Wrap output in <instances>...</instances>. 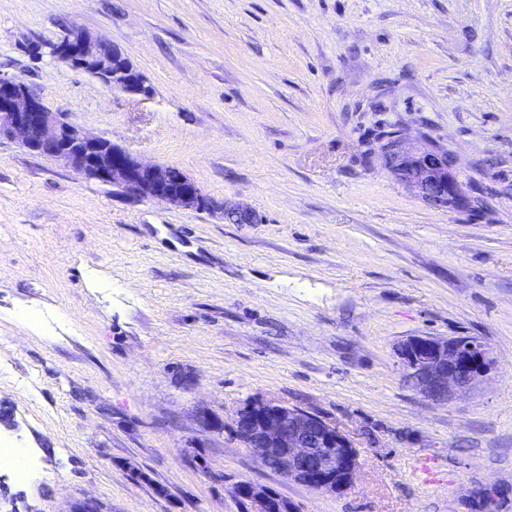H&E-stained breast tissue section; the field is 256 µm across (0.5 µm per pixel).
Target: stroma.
<instances>
[{
    "label": "stroma",
    "instance_id": "stroma-1",
    "mask_svg": "<svg viewBox=\"0 0 512 512\" xmlns=\"http://www.w3.org/2000/svg\"><path fill=\"white\" fill-rule=\"evenodd\" d=\"M71 25L151 95L46 52ZM0 73L211 203L136 199L0 140V445L39 473L0 466L13 512H238L241 479L298 512H472L487 487L512 512V0H0ZM386 131L448 152L476 208L385 170ZM228 202L257 223L225 222ZM459 335L496 368L431 400L397 346ZM254 399L347 434L354 484L262 468L233 430Z\"/></svg>",
    "mask_w": 512,
    "mask_h": 512
}]
</instances>
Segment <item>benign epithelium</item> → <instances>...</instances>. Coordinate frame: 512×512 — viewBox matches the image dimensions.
I'll use <instances>...</instances> for the list:
<instances>
[{
  "label": "benign epithelium",
  "instance_id": "7a95c632",
  "mask_svg": "<svg viewBox=\"0 0 512 512\" xmlns=\"http://www.w3.org/2000/svg\"><path fill=\"white\" fill-rule=\"evenodd\" d=\"M50 55L97 79L108 89L138 95L128 72L117 67V48L74 26L49 45ZM11 139L29 152L50 156L86 178L119 192L202 211L209 200L198 184L180 169L146 163L111 140L92 135L52 111L27 84L0 74V140ZM388 170L429 204L456 209L474 203L448 165V155L434 148L416 150L400 134L385 151ZM224 216L238 224H255L249 208L224 204ZM409 381L425 396L446 401L486 380L496 366L490 345L479 336L449 338L412 336L397 347ZM237 434H243L259 464L281 477L331 495L345 492L358 468L351 440L321 416L262 399L237 411ZM233 493L244 512H297L270 486L249 480L235 483Z\"/></svg>",
  "mask_w": 512,
  "mask_h": 512
}]
</instances>
